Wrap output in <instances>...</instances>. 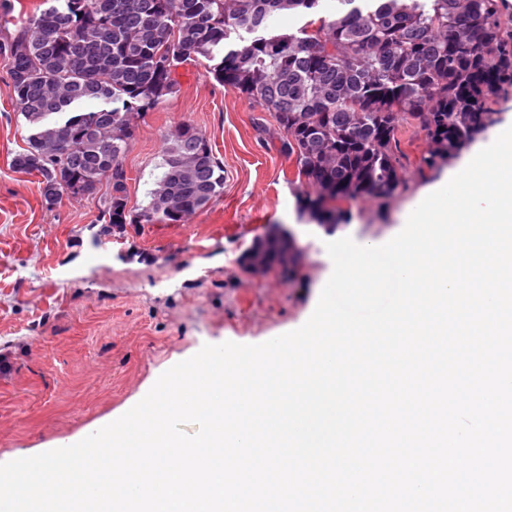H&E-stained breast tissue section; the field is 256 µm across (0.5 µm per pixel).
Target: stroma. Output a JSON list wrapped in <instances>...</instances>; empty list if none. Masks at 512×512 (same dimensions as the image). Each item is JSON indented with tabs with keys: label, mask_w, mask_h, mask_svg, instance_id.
Listing matches in <instances>:
<instances>
[{
	"label": "stroma",
	"mask_w": 512,
	"mask_h": 512,
	"mask_svg": "<svg viewBox=\"0 0 512 512\" xmlns=\"http://www.w3.org/2000/svg\"><path fill=\"white\" fill-rule=\"evenodd\" d=\"M206 59L178 70L180 88L139 123L123 164L128 206L148 205L161 177L163 148L193 124L224 165V192L182 224H141L101 234L94 197L46 207L37 180L15 173L26 147L0 53V463L33 456L58 440L80 441L95 425L142 399L157 378L203 345L259 344L303 325L327 272L329 239L384 241L430 187L465 159L419 172L422 133L400 127L409 184L386 204L360 202L333 234L307 227L295 201L296 169L255 111L217 82ZM295 229L305 246L294 275H253L240 255L268 226Z\"/></svg>",
	"instance_id": "stroma-1"
}]
</instances>
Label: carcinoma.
Here are the masks:
<instances>
[{
    "label": "carcinoma",
    "instance_id": "carcinoma-1",
    "mask_svg": "<svg viewBox=\"0 0 512 512\" xmlns=\"http://www.w3.org/2000/svg\"><path fill=\"white\" fill-rule=\"evenodd\" d=\"M43 0L0 51L29 130L12 160L38 177L49 208L107 185L102 233L127 224H182L224 192V167L185 123L170 136L165 171L138 212L128 209L123 157L137 119L179 90L178 68L213 62L219 83L272 115L297 169L300 214L332 232L350 206L406 189L399 123L427 142L420 170L448 163L495 123L491 104L512 90V29L500 0ZM281 13L307 18L291 32ZM291 243L262 236L244 271L295 263Z\"/></svg>",
    "mask_w": 512,
    "mask_h": 512
}]
</instances>
